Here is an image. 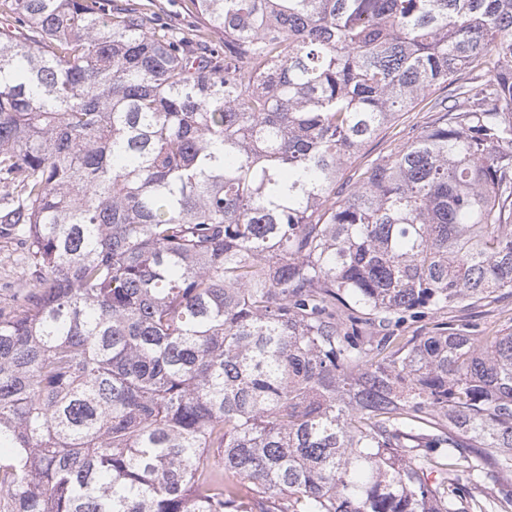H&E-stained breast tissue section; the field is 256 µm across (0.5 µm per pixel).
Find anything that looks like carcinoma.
I'll use <instances>...</instances> for the list:
<instances>
[{
    "instance_id": "cac0c4a2",
    "label": "carcinoma",
    "mask_w": 512,
    "mask_h": 512,
    "mask_svg": "<svg viewBox=\"0 0 512 512\" xmlns=\"http://www.w3.org/2000/svg\"><path fill=\"white\" fill-rule=\"evenodd\" d=\"M195 2L0 0V512H509L512 0ZM452 88H440L432 92L423 102L410 112H403L398 120L369 142L361 151L355 162L346 169V176L353 174L359 167H365L377 159L388 157L401 150L409 138L425 130L438 116L429 112L430 100L450 95ZM26 254L17 240L0 237V303L8 302L14 288L29 276ZM450 319L459 320L458 323L476 324L478 336L487 331L508 332L512 330V296L502 299L490 306L476 307L466 311H452L445 314H428L419 319L417 323L405 325L401 336H412L414 331L424 332L433 325L448 322ZM409 326V327H406ZM478 331V332H477Z\"/></svg>"
}]
</instances>
